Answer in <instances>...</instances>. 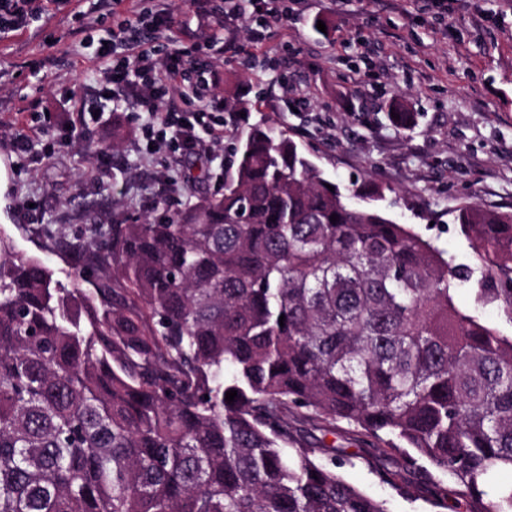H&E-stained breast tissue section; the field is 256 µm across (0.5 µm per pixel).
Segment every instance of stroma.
<instances>
[{"instance_id":"1","label":"stroma","mask_w":512,"mask_h":512,"mask_svg":"<svg viewBox=\"0 0 512 512\" xmlns=\"http://www.w3.org/2000/svg\"><path fill=\"white\" fill-rule=\"evenodd\" d=\"M163 10L179 25L158 31L155 44L174 37L198 46L218 70L220 96L240 103V115L224 128L220 162L206 180L193 176L201 161L191 154L179 166L181 195H214L224 184L238 136L260 122L284 123L301 150L340 186L351 180L388 187L384 211L432 240L455 264L477 267L470 240L448 212L476 201L512 208V0H458L441 20L425 0H293L288 18L270 26L253 44L251 18L213 38L209 0H66L48 6L23 30L0 40V232L18 249L64 262L53 252L59 237H86L89 216L117 218L161 213L158 165L138 155L134 139L112 146L113 121L125 111L106 109L83 130L101 152L85 157L79 147L57 149L43 159L19 154L13 145L23 125L42 128L55 140L62 125L77 119V101L93 98L103 80L94 53L118 13ZM325 31H314L313 21ZM235 50H227V40ZM417 112L410 129L383 117L388 105ZM54 122H45L44 112ZM471 279L454 293L456 305L500 334L512 336V312L500 302H476ZM351 456L341 476L386 500L389 512H466L456 490L446 507L435 506L426 474L413 475L403 492L382 483L396 456L368 445L354 427L336 436Z\"/></svg>"}]
</instances>
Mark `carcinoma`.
Segmentation results:
<instances>
[{"label":"carcinoma","mask_w":512,"mask_h":512,"mask_svg":"<svg viewBox=\"0 0 512 512\" xmlns=\"http://www.w3.org/2000/svg\"><path fill=\"white\" fill-rule=\"evenodd\" d=\"M383 199L262 122L222 194L93 218L66 284L1 234L0 512H389L336 473L338 420L512 512V481L487 491L512 473V337ZM451 215L477 301L512 307V210ZM479 279L480 273L477 270L469 283L455 291L456 305L460 309L478 316L484 323L496 328L503 336H512L511 314L503 303L494 302L485 306L477 304L476 294L479 288H483Z\"/></svg>","instance_id":"cac0c4a2"}]
</instances>
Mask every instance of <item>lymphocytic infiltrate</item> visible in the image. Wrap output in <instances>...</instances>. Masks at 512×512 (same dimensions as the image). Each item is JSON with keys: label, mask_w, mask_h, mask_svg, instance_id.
Segmentation results:
<instances>
[{"label": "lymphocytic infiltrate", "mask_w": 512, "mask_h": 512, "mask_svg": "<svg viewBox=\"0 0 512 512\" xmlns=\"http://www.w3.org/2000/svg\"><path fill=\"white\" fill-rule=\"evenodd\" d=\"M166 22L162 13L132 14L117 21L107 43L97 47L95 57L108 77V99L125 105L140 127V153H154L166 163L179 154L215 157L224 142V99L216 92L218 76L198 65L191 48L163 51L148 41L147 32ZM195 70L202 75L194 91L197 107H165L169 92Z\"/></svg>", "instance_id": "obj_1"}]
</instances>
